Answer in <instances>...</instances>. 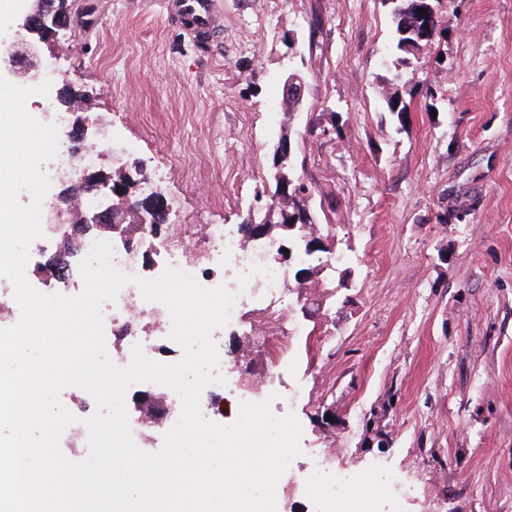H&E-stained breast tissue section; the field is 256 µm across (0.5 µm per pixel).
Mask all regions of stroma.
Here are the masks:
<instances>
[{"mask_svg":"<svg viewBox=\"0 0 512 512\" xmlns=\"http://www.w3.org/2000/svg\"><path fill=\"white\" fill-rule=\"evenodd\" d=\"M69 3L38 59L49 99L87 96L89 127L132 145L100 171L153 185L194 231L250 218L275 237L273 154L290 141L310 218L348 257L290 288L302 335L260 306L225 334V424L249 390L301 426L288 482L322 453L368 481L398 467L414 492L381 490L383 512H512V0H441L442 36L401 71L384 0H213L208 47L162 0Z\"/></svg>","mask_w":512,"mask_h":512,"instance_id":"stroma-1","label":"stroma"}]
</instances>
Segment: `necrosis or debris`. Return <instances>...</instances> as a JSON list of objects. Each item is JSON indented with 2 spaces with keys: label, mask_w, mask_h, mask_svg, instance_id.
Instances as JSON below:
<instances>
[{
  "label": "necrosis or debris",
  "mask_w": 512,
  "mask_h": 512,
  "mask_svg": "<svg viewBox=\"0 0 512 512\" xmlns=\"http://www.w3.org/2000/svg\"><path fill=\"white\" fill-rule=\"evenodd\" d=\"M190 231V225L173 223L166 237L146 236L143 245L156 257L149 266L141 265L120 246H113L114 266L132 278L115 300L102 306L104 328L119 326L126 330L120 344L107 346L108 356L117 366H128L137 346L147 358L158 363L176 364L183 360V346L171 337L173 321L168 308L161 302L146 300L138 285L139 280L158 278L169 268L191 275L204 288H223L233 294L225 327L215 328L210 334L216 350H223L225 329L239 325L242 311L248 305H264L272 323L285 319L280 299L285 292L287 273L278 260V244L245 246L223 224L206 225L200 243L191 240ZM306 482L317 490L319 512H381V499L373 484L362 481L349 469L328 470L321 456L309 458Z\"/></svg>",
  "instance_id": "obj_1"
}]
</instances>
